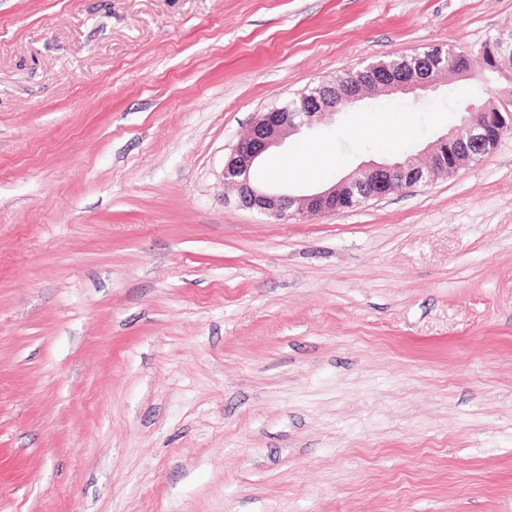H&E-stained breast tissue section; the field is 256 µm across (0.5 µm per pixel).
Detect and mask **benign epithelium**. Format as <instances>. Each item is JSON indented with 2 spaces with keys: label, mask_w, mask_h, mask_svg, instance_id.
Masks as SVG:
<instances>
[{
  "label": "benign epithelium",
  "mask_w": 512,
  "mask_h": 512,
  "mask_svg": "<svg viewBox=\"0 0 512 512\" xmlns=\"http://www.w3.org/2000/svg\"><path fill=\"white\" fill-rule=\"evenodd\" d=\"M512 47V34L502 35L491 52L488 69L512 82L504 68L505 51ZM452 49L434 47L398 67L369 64L357 76L338 84H320L300 96L301 109L288 106L257 113L245 136L224 160V185L236 192L239 206L265 214L276 221H306L323 212L339 213L370 200L385 199L436 176L451 177L458 170L491 153L512 129V113L490 102L471 103L462 121L441 136L423 155H410L392 163H373L341 182L311 194L291 196L255 187L249 173L255 161L271 147L303 127H311L378 93H414L433 88L467 70L454 65Z\"/></svg>",
  "instance_id": "7a95c632"
}]
</instances>
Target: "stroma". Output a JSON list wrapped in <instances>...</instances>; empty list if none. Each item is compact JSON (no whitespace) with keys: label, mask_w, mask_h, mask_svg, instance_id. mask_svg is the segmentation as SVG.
<instances>
[{"label":"stroma","mask_w":512,"mask_h":512,"mask_svg":"<svg viewBox=\"0 0 512 512\" xmlns=\"http://www.w3.org/2000/svg\"><path fill=\"white\" fill-rule=\"evenodd\" d=\"M509 31L512 0H0V512H512V134L303 222L224 191L258 112ZM482 94L512 108L475 56L250 179L328 188Z\"/></svg>","instance_id":"obj_1"}]
</instances>
